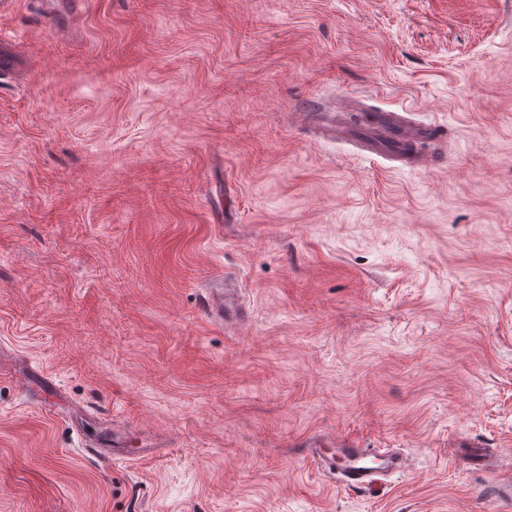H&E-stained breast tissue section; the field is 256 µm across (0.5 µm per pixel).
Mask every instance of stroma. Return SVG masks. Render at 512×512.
<instances>
[{
  "instance_id": "obj_1",
  "label": "stroma",
  "mask_w": 512,
  "mask_h": 512,
  "mask_svg": "<svg viewBox=\"0 0 512 512\" xmlns=\"http://www.w3.org/2000/svg\"><path fill=\"white\" fill-rule=\"evenodd\" d=\"M0 32V512H512V0H17ZM354 98L442 165L293 123ZM314 434L406 465L340 489ZM25 54L24 42L20 39L4 41L0 35V72L8 73L17 64ZM239 288L224 276V288H211L202 308L210 321L232 324L244 317V312L237 302Z\"/></svg>"
}]
</instances>
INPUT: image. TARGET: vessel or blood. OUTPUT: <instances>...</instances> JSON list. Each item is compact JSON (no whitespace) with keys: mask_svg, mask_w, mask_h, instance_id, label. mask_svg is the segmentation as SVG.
<instances>
[{"mask_svg":"<svg viewBox=\"0 0 512 512\" xmlns=\"http://www.w3.org/2000/svg\"><path fill=\"white\" fill-rule=\"evenodd\" d=\"M24 54L19 39L0 38V72H9ZM297 125L314 126L318 137L346 136L363 153L394 159L410 167L429 168L435 159L425 153V146L439 140L436 125L419 122L398 111H374L366 115L333 112L320 108L300 112L294 117ZM238 288L233 282L210 289L203 306L204 315L212 321L231 324L244 316L237 302ZM302 455L335 475L339 484L352 491L372 489L380 475L401 468L402 455L388 450L364 448L355 440L340 439L334 450L324 449L321 441L303 442Z\"/></svg>","mask_w":512,"mask_h":512,"instance_id":"vessel-or-blood-1","label":"vessel or blood"}]
</instances>
